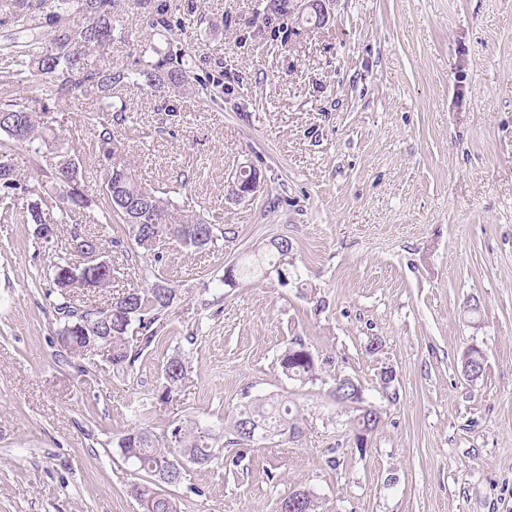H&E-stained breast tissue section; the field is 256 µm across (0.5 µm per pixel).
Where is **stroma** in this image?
Listing matches in <instances>:
<instances>
[{
    "mask_svg": "<svg viewBox=\"0 0 512 512\" xmlns=\"http://www.w3.org/2000/svg\"><path fill=\"white\" fill-rule=\"evenodd\" d=\"M114 2V37L87 57L130 76L113 90L127 105L114 141L170 197L168 223L222 236L112 251V283L90 299L155 275L176 292L117 374L57 341V243L0 219V512H139L126 489L145 475L117 446L133 407L156 403L155 435L195 423L226 440L241 405L269 396L288 399L301 436L189 466L170 490L181 512H275L296 489L326 512H512V0H328L319 24L268 27L254 23L266 0H166L196 76L222 78L206 97L147 86L165 41L139 0ZM49 107V133L95 182L92 101ZM243 166L261 189L236 202ZM280 237L291 248L275 272L225 280ZM295 338L319 361L313 379L282 372ZM473 344L486 355L474 384L461 367ZM178 354L190 372L157 403ZM343 377L382 413L362 449L333 396Z\"/></svg>",
    "mask_w": 512,
    "mask_h": 512,
    "instance_id": "obj_1",
    "label": "stroma"
}]
</instances>
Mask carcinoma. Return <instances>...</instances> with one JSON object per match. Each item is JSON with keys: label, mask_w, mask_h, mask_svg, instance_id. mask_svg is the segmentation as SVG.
Instances as JSON below:
<instances>
[{"label": "carcinoma", "mask_w": 512, "mask_h": 512, "mask_svg": "<svg viewBox=\"0 0 512 512\" xmlns=\"http://www.w3.org/2000/svg\"><path fill=\"white\" fill-rule=\"evenodd\" d=\"M50 5V14L58 17L73 14L82 17L76 26L61 28L47 38L35 37L22 45L18 55V69L5 71L0 75V203L19 206L20 195L28 191L18 178L12 153V142L19 141L31 146V151L40 158L36 172L51 179L49 189L39 196L41 205L24 211L25 221L40 223L41 214L48 210H59L62 217L89 205H96L102 215V225L92 234L97 241L109 247L119 248L123 241L110 236L112 224L128 225L131 244L140 246V240L150 237H166L169 227L166 223L167 207L170 198L157 194L138 184L130 170L116 163L113 156L118 152L114 142L112 122L124 120L126 108L116 107L111 102L112 87L123 82V71H104L88 66V51L112 39V0H0V23L18 26L28 20L36 11H43ZM148 8V24L157 35L165 38L172 32L167 5ZM164 56L151 70L144 73L149 86L167 88L173 92L191 88L192 65L186 51L172 42H167ZM28 73L30 79L38 83L40 95L19 102L4 94L6 87L19 75ZM83 96L104 104L102 111L113 113V119L101 121L95 114L87 113V121L93 127L95 149L101 158L98 195L90 194L85 176L78 163L59 149H52L43 139L42 115L48 113L51 100L70 99ZM179 240L188 246L202 249L213 242L215 227L202 221L181 225ZM87 278L88 271L81 270L71 261L67 247H60L57 261L52 266V288L55 293V313L58 314L60 328L58 335L81 346L85 335L78 329L70 328L77 318L69 315L72 302L80 301L69 285L75 282V275ZM127 297L133 309L138 311L134 320L144 331L142 342L149 346L158 331L168 309L173 305V291L165 281L158 279L144 288L131 289L116 294ZM130 326L112 318L110 341H99L106 350V361L112 370L125 373L131 370L141 354L129 340ZM283 373L293 380H309L316 371V361L308 347L296 339L286 346L280 357ZM188 375V363L180 356L169 359L164 368L165 391L158 397L164 403L170 394L180 389ZM155 405L142 404L135 411L139 424L118 440V448L132 460L137 470L148 477L144 483L135 482L128 487V493L152 512H178L176 502L164 493V487L176 486L185 474L173 475L169 472L170 461L180 454L190 464L204 465L219 458L223 449L215 446V434L210 429L198 426L183 429L176 425L167 439H159L149 427L153 420ZM380 412L375 408L360 411L354 418L355 439H361L365 431H373L379 426ZM256 425L265 436L253 440L246 436V428ZM301 434L299 419L292 414L288 401L275 397L256 399L242 405L233 424V438L227 444L251 446L265 442L276 436L288 435L296 438ZM301 499L292 500L288 496L277 503V508L287 512H322L319 497L309 490L298 491Z\"/></svg>", "instance_id": "1"}]
</instances>
